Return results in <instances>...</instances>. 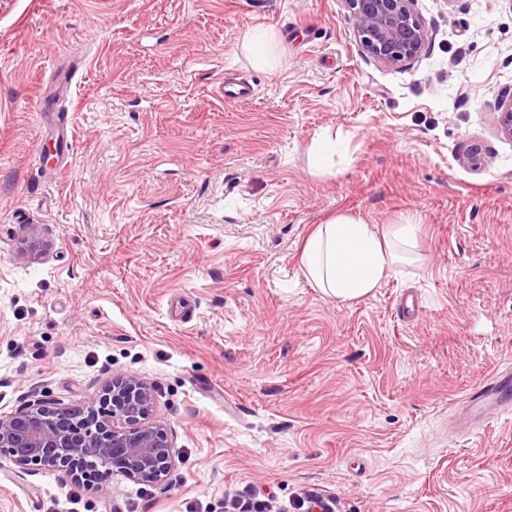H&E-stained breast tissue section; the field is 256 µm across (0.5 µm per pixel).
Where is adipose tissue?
<instances>
[{
	"label": "adipose tissue",
	"instance_id": "adipose-tissue-1",
	"mask_svg": "<svg viewBox=\"0 0 512 512\" xmlns=\"http://www.w3.org/2000/svg\"><path fill=\"white\" fill-rule=\"evenodd\" d=\"M415 235L411 224L380 226L339 212L317 225L300 256L302 276L339 302L367 298L392 269L405 263L396 245Z\"/></svg>",
	"mask_w": 512,
	"mask_h": 512
}]
</instances>
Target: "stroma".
Instances as JSON below:
<instances>
[{
  "mask_svg": "<svg viewBox=\"0 0 512 512\" xmlns=\"http://www.w3.org/2000/svg\"><path fill=\"white\" fill-rule=\"evenodd\" d=\"M388 67L347 0H0V414L154 385L176 464L72 498L0 455V512H512V414L455 406L512 364V0H417ZM282 37L274 69L242 48ZM250 83L253 97L225 100ZM73 141L53 148L59 125ZM337 139L330 173L309 149ZM480 145L485 164L463 156ZM411 219L418 262L339 303L299 270L336 212ZM49 247L23 255L30 229Z\"/></svg>",
  "mask_w": 512,
  "mask_h": 512,
  "instance_id": "1",
  "label": "stroma"
}]
</instances>
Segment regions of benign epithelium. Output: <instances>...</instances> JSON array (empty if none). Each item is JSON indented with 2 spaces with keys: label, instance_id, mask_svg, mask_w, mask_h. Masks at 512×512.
Masks as SVG:
<instances>
[{
  "label": "benign epithelium",
  "instance_id": "benign-epithelium-1",
  "mask_svg": "<svg viewBox=\"0 0 512 512\" xmlns=\"http://www.w3.org/2000/svg\"><path fill=\"white\" fill-rule=\"evenodd\" d=\"M364 55L395 66L417 57L427 33L415 0H347ZM500 132L512 138V102L498 105ZM154 386L138 377L117 375L92 397L79 416L60 417L44 402L0 415V452L21 468L43 466L76 479L120 473L160 483L175 465L176 452L163 426L152 419Z\"/></svg>",
  "mask_w": 512,
  "mask_h": 512
}]
</instances>
